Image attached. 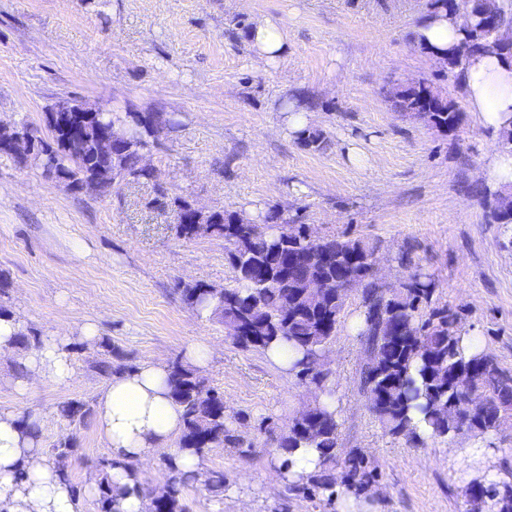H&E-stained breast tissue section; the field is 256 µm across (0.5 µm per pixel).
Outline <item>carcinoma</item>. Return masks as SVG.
Wrapping results in <instances>:
<instances>
[{
	"label": "carcinoma",
	"mask_w": 512,
	"mask_h": 512,
	"mask_svg": "<svg viewBox=\"0 0 512 512\" xmlns=\"http://www.w3.org/2000/svg\"><path fill=\"white\" fill-rule=\"evenodd\" d=\"M512 26V0H474L472 15L464 24L465 37L444 57L448 73L463 74L469 57L479 53H502L498 43L501 28ZM394 107L410 112L428 126L452 133L461 123L456 103L433 92L426 83L402 87L393 96ZM74 124L82 133V149L72 153L62 145V134L51 130V140L37 138L28 154L41 167L53 162L64 173L68 185L88 186L98 194H108L124 181L151 179L142 166L150 150L151 138L159 130L181 126L175 112H104L99 119L84 122L74 113ZM111 125H126L130 133L116 155L102 159L97 154L102 133ZM180 223L178 236L193 239L204 231L224 239L226 259L232 270V284L221 290L200 283L177 285V294L186 308L224 325L234 324L239 335L233 341L243 349L266 351L279 343L290 345L301 354L291 369L300 384L312 394L309 410L300 420L289 419L288 426L276 430L271 418L257 423L261 433L273 435L274 450L291 454L297 448L320 450V471L291 486L305 498H321L330 505L338 493L360 495L378 481L373 463L357 450L338 448V413L321 397H333L331 373L321 362L340 331L347 287L340 283L345 272H357L355 291L360 296L359 335L366 363L359 372L360 390L382 433L394 440L425 445L411 427L409 414L423 415L431 428L430 438L464 434L482 437L512 427V370L500 366L482 347H466L459 327L458 313L435 298V280L423 273L413 250H401L396 261L405 270L402 282L386 290L371 271V258L377 243L346 233L312 240L304 231L302 217L273 206L251 213L216 210L201 214L200 224L191 221L190 203L174 198ZM489 223L512 224V195L500 192L489 211ZM312 281L333 283L328 295L316 297L308 288ZM98 359L92 368L102 376L129 373L135 366L108 336L97 342ZM169 394L181 408L183 429L176 442L180 451L203 459L218 447L229 445L248 456L238 427L251 419L241 412L229 417L224 410V394L209 385L198 370L180 360L168 365ZM471 375V386L487 394V399L464 424L460 418L463 394L457 379ZM61 417L72 424L84 423L92 414L82 400L71 399L59 408ZM59 476L70 483L75 495L82 489L71 483L66 461L77 453L75 439L62 440L49 449ZM168 472L166 490L156 493L138 485L118 488L110 471L115 461L101 458L91 464L97 484L99 512H112L118 495L141 492L150 501L149 512H187L183 489L189 478L178 467L175 454L162 455ZM497 512H512V472L499 481L487 476L467 483L466 505L470 512H483L485 504Z\"/></svg>",
	"instance_id": "obj_1"
}]
</instances>
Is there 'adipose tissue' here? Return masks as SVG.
<instances>
[{
  "label": "adipose tissue",
  "mask_w": 512,
  "mask_h": 512,
  "mask_svg": "<svg viewBox=\"0 0 512 512\" xmlns=\"http://www.w3.org/2000/svg\"><path fill=\"white\" fill-rule=\"evenodd\" d=\"M463 15L429 16L414 35L434 57L456 45L463 36ZM259 59L273 63L288 50L284 28L269 17L256 19L248 31ZM468 102L480 124L499 134L512 130V60L497 55H477L462 75ZM25 377L14 379L15 389L28 393L35 383L68 382L74 363L64 343L56 338L23 350ZM18 413L0 410V502L8 512H76L68 483L47 464L38 443L20 432ZM97 429L113 458L145 459L149 450L170 447L182 429V412L169 396L168 368L147 362L132 372L113 376L98 399ZM26 477L17 480V468Z\"/></svg>",
  "instance_id": "obj_1"
}]
</instances>
